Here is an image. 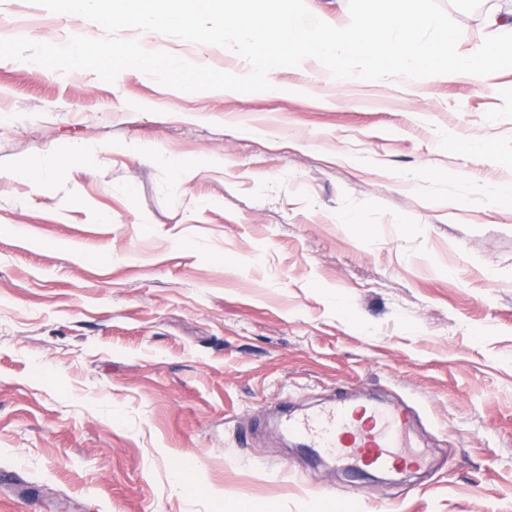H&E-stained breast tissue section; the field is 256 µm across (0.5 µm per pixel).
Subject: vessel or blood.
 <instances>
[{
	"instance_id": "b4317fda",
	"label": "vessel or blood",
	"mask_w": 512,
	"mask_h": 512,
	"mask_svg": "<svg viewBox=\"0 0 512 512\" xmlns=\"http://www.w3.org/2000/svg\"><path fill=\"white\" fill-rule=\"evenodd\" d=\"M417 418V409L405 402L359 406L341 397L320 410L284 416L282 428L337 466L389 472L423 465L424 455L410 440Z\"/></svg>"
}]
</instances>
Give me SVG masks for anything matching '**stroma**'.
<instances>
[{"instance_id": "35a3bbf8", "label": "stroma", "mask_w": 512, "mask_h": 512, "mask_svg": "<svg viewBox=\"0 0 512 512\" xmlns=\"http://www.w3.org/2000/svg\"><path fill=\"white\" fill-rule=\"evenodd\" d=\"M441 3L462 52L512 9ZM33 17L36 42L105 34L0 0V28ZM271 76L184 92L0 59V471L34 491L0 488V512H512V69ZM43 158V184L17 177ZM340 395L416 405L421 469L352 477L272 412Z\"/></svg>"}]
</instances>
